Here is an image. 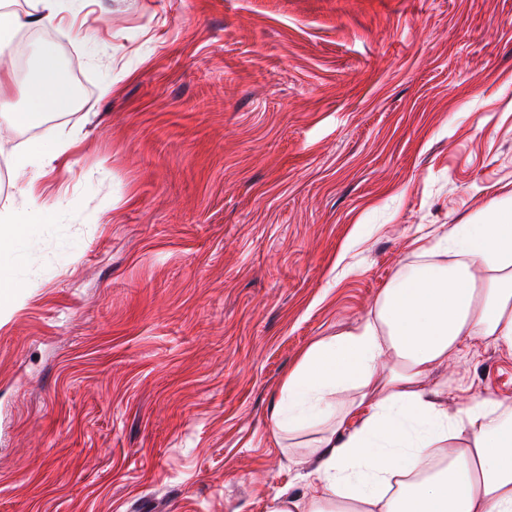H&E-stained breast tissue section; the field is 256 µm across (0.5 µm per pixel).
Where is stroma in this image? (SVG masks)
Instances as JSON below:
<instances>
[{
  "label": "stroma",
  "mask_w": 512,
  "mask_h": 512,
  "mask_svg": "<svg viewBox=\"0 0 512 512\" xmlns=\"http://www.w3.org/2000/svg\"><path fill=\"white\" fill-rule=\"evenodd\" d=\"M44 41L86 98L0 132V210L33 183L54 212L0 252V512L309 493L273 435L288 373L417 238L512 196V0H84L29 65ZM431 383L512 401V350L473 338ZM63 144L54 146L42 140H34L28 149L19 154L15 159V166L18 170L38 167V161L44 158H57L64 151Z\"/></svg>",
  "instance_id": "stroma-1"
}]
</instances>
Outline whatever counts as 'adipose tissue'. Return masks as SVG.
Segmentation results:
<instances>
[{
  "mask_svg": "<svg viewBox=\"0 0 512 512\" xmlns=\"http://www.w3.org/2000/svg\"><path fill=\"white\" fill-rule=\"evenodd\" d=\"M76 7L37 0L26 15L1 13L0 28H37ZM38 56L19 111L5 94L13 63L0 58L8 128H42L74 105L55 46L41 44ZM35 216L52 220L32 192L22 208L0 211V249L23 238ZM414 253L372 317L313 343L286 378L274 434L290 441L316 428L309 452L318 461L304 473L312 495L284 487L268 512H512V405L479 397L452 411L430 383L473 337L512 350V197Z\"/></svg>",
  "mask_w": 512,
  "mask_h": 512,
  "instance_id": "obj_1",
  "label": "adipose tissue"
}]
</instances>
